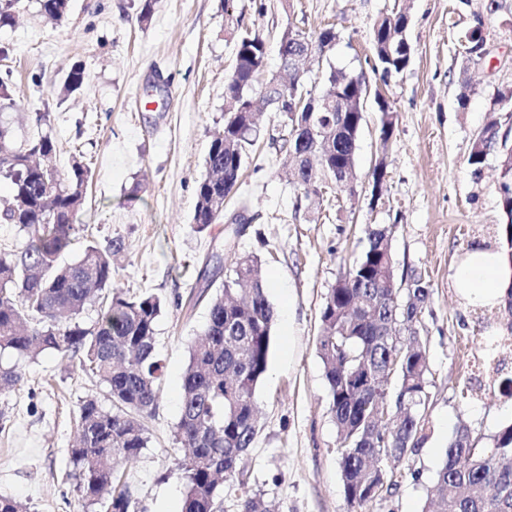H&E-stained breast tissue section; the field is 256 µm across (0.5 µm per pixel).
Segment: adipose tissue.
I'll return each mask as SVG.
<instances>
[{
	"label": "adipose tissue",
	"mask_w": 512,
	"mask_h": 512,
	"mask_svg": "<svg viewBox=\"0 0 512 512\" xmlns=\"http://www.w3.org/2000/svg\"><path fill=\"white\" fill-rule=\"evenodd\" d=\"M461 295L476 305L501 303L512 290V263L496 249L483 245L468 250L453 271Z\"/></svg>",
	"instance_id": "ef3b65f1"
}]
</instances>
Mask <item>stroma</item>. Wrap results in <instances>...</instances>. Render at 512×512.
<instances>
[{
  "mask_svg": "<svg viewBox=\"0 0 512 512\" xmlns=\"http://www.w3.org/2000/svg\"><path fill=\"white\" fill-rule=\"evenodd\" d=\"M146 1L152 12L142 23ZM489 1L69 0L65 18L55 22L39 0H22L15 25L0 28V79L17 102L0 110V124L19 142L49 133L60 171H69L80 152L91 168L78 215L85 229L66 261L78 259L89 241L120 240L125 252L114 265V283L166 302L156 326L165 376L146 421L149 443L125 470L140 512L183 510L185 483L172 471L180 454L174 427L188 346L204 331L216 291L200 271L226 270L243 254L261 258L275 311L268 372L256 392L260 429L246 459L248 490L272 512H421L459 426L489 448L512 424V396L501 386L512 377V312L502 304L466 303L452 280L473 244L505 247L499 152L491 150L478 169L468 162L489 122L512 133V106L501 100L512 91V0H493V11ZM396 7L410 15L413 55L404 71L384 79L374 70L372 31ZM328 24L336 42L328 58L306 63L307 82L320 83L332 65L380 86L393 109L390 145L380 139L379 107L368 100L353 193L322 184L307 195L286 175L281 114L263 108L260 138L226 201L245 223L196 230V187L209 142L223 128L238 35H262L275 72L285 26L311 35ZM475 28L485 37L478 61L460 46ZM77 64L84 82L65 92ZM39 112L45 124H36ZM379 161L385 180L375 201L365 183ZM137 182L142 190L128 200ZM369 224L392 227L397 277L418 272L430 284L418 325L429 365L428 405L418 448L394 466L398 489L352 509L316 340L328 290L342 262L365 250ZM0 366L20 375L14 388L0 391V496L30 512H88L70 448L80 400L92 394L109 406L106 388L78 359L57 351L33 357L4 351Z\"/></svg>",
  "mask_w": 512,
  "mask_h": 512,
  "instance_id": "35a3bbf8",
  "label": "stroma"
}]
</instances>
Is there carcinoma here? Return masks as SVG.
Here are the masks:
<instances>
[{
    "label": "carcinoma",
    "instance_id": "1",
    "mask_svg": "<svg viewBox=\"0 0 512 512\" xmlns=\"http://www.w3.org/2000/svg\"><path fill=\"white\" fill-rule=\"evenodd\" d=\"M19 0H0V28L14 23ZM42 11L60 20L68 0H40ZM401 12L382 15L372 32L375 69L386 76L409 64L412 46ZM290 49L305 56L325 57L323 48L336 42L325 28L314 35L290 30ZM266 49L262 36L244 31L238 40L235 66L225 93L234 107L250 105L255 83L265 79ZM283 113L288 126L284 146L296 160L295 183L308 193L328 178L337 187L355 168L357 138L364 115L356 102L355 76L333 67L321 86L307 87L297 74L283 86ZM329 100V109L314 113L320 121L295 111L302 99ZM385 118L383 147L393 136L392 110L379 105ZM258 138L256 123L244 114L225 118L221 133L208 148L205 174L198 182L193 224L203 230L224 219V199L239 183L245 157ZM499 140L491 123L472 143L470 165L480 167ZM55 141L48 133L17 144L0 125V178L12 192L0 209V223L14 224L25 237L15 248L0 249V351L19 357L45 350L79 358L82 367L103 384L112 402L104 408L88 396L78 407L71 459L79 468V488L91 505L104 512H138L137 501L117 462L135 463L149 437L143 418L156 407L164 365L156 352V323L165 301L152 293L126 295L112 281V257L123 244L89 242L82 256L65 263L73 244L75 219L85 202L89 167L76 158L69 173L48 163ZM499 191L507 223L500 234L512 233V150L500 152ZM367 247L344 268L329 289L320 316L317 349L330 393V412L340 431V460L345 500L369 503L363 492L373 486L390 494L398 481H382L376 465L381 440L414 441L424 426L426 351L413 338L416 310L430 300L428 282L389 287L396 281L391 254V229L369 225ZM101 302L95 323L79 317L85 307ZM274 310L265 293L261 261L256 255L236 259L224 275L219 293L209 304L203 338L189 348L182 382L181 414L174 439L188 449L175 459L185 481L184 512H217L224 494L239 496L240 512H265L263 498L249 493L241 476L249 448L258 433L256 390L268 370ZM392 332L403 337L402 372L386 398L404 402L400 423L387 427L374 419L372 398L381 387L392 355ZM512 425L495 435L492 448L473 449L470 431H457L436 475L439 494L428 498L422 512H512Z\"/></svg>",
    "mask_w": 512,
    "mask_h": 512
}]
</instances>
